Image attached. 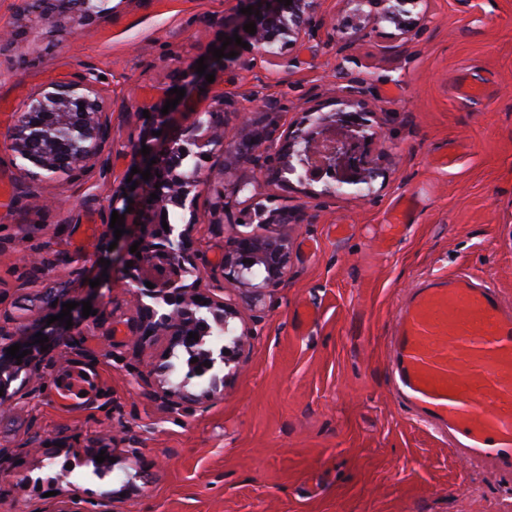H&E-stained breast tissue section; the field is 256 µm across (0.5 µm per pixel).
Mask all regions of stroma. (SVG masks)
<instances>
[{
  "instance_id": "35a3bbf8",
  "label": "stroma",
  "mask_w": 512,
  "mask_h": 512,
  "mask_svg": "<svg viewBox=\"0 0 512 512\" xmlns=\"http://www.w3.org/2000/svg\"><path fill=\"white\" fill-rule=\"evenodd\" d=\"M106 18L78 31L67 21L31 26L26 0H0V141L14 115L48 80L95 78L108 99L101 155L79 171L19 179L15 153L0 149V329L25 341L53 315L40 293L93 300L68 345L35 354L0 406V512H93L109 494L113 512H512V475L470 460L412 421L394 397L390 336L400 303L434 273L468 271L492 281L512 308V0H430L417 34L381 23L352 41L337 30L350 0H318L310 39L280 43L288 66L257 60L196 77L168 128L233 98L224 120L247 139L268 105L279 128L302 113L335 112L344 87L362 85L380 138L381 174L365 196L326 194L324 182L282 174L223 223L213 221L210 171L201 161L197 222L188 226L200 287L236 294L221 260L256 207L317 206L311 224H291L285 282L261 303L241 305L231 334L249 329L237 360L216 363L184 388L180 409L165 393L183 348L157 333L134 344L137 285L120 257L103 265L113 238L112 191L135 165L140 108L198 59L213 63L225 18L239 0H109ZM355 62L344 65V57ZM485 86L458 98L460 83ZM453 154L452 167L437 160ZM414 198L411 222L386 243L392 209ZM310 306L315 321L298 312ZM94 376L74 404L59 384L75 366ZM91 448L113 459L93 465Z\"/></svg>"
}]
</instances>
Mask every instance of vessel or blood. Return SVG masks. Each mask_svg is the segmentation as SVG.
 I'll return each mask as SVG.
<instances>
[{"label": "vessel or blood", "instance_id": "obj_1", "mask_svg": "<svg viewBox=\"0 0 512 512\" xmlns=\"http://www.w3.org/2000/svg\"><path fill=\"white\" fill-rule=\"evenodd\" d=\"M391 349L396 397L466 456L512 472V383L499 374L512 353V312L495 286L461 272L416 288Z\"/></svg>", "mask_w": 512, "mask_h": 512}]
</instances>
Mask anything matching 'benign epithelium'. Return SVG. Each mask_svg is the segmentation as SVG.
Wrapping results in <instances>:
<instances>
[{"label": "benign epithelium", "instance_id": "1", "mask_svg": "<svg viewBox=\"0 0 512 512\" xmlns=\"http://www.w3.org/2000/svg\"><path fill=\"white\" fill-rule=\"evenodd\" d=\"M104 0H79L75 6L64 4L34 12L30 22L34 26L49 23L59 14L70 17L71 27L84 21L99 18L105 11ZM260 17L248 15L224 23V36L238 35L250 43L253 49L273 66H288L276 50V45L288 38L303 41L311 35L315 26V0H292L290 5L277 0H248ZM355 4L353 17L340 30L342 38L349 40L381 22H388L400 32L401 38L415 34L416 23L407 19L408 4L428 6V0H352ZM249 22L256 24V33L251 35L243 29ZM365 91L360 85L346 88L340 98V108L331 115L316 116L307 112L295 126L280 132L272 124L254 127L251 139L239 140L229 130L221 117L231 106L230 99L218 96L213 105L204 111L193 113L192 119L173 131L164 144L155 146L148 139V130L165 123L161 107L155 106L144 119V131L139 145L150 148V153L140 155L142 169H150L152 178L145 182V198L155 193L158 198L141 207L140 231L134 240L140 242L136 254H123V262H132L137 272L144 267L153 268L157 276L141 277L154 284L148 289L150 295L165 301L171 310L158 313L148 309L133 329L137 344L146 342L158 330L164 329L170 336V344L193 348L195 340L189 337L194 328V310L208 308L224 320L238 316V303L217 299L195 285L184 284L186 273L196 269V258L188 244L189 227L177 229L168 224L162 226V211L165 205L173 204L190 214H195L197 197L192 191L199 182L198 169L182 168L183 161L193 154L192 147L200 149V155L220 152L236 161L251 157L254 147L266 145V161L259 165L253 181L240 182L229 178L228 167H223L214 176L217 180L213 215L221 217L238 208L239 196L255 191L270 182L273 174L296 171L301 167L300 179L319 181L331 175L326 185L329 195L362 193V185H369L380 175L379 167L371 159L369 147L379 137L378 127L371 122L372 111L364 100ZM110 107L96 88L95 81L88 76L72 80H50L37 93L29 97L17 113L9 128V148L27 164L20 167L24 176H36V170L59 173L80 169L99 157L103 150L104 132L108 127ZM316 123L330 132L322 140L307 136L304 128ZM152 166H147L151 160ZM138 190L130 187L112 193V210L123 212L128 199L136 197ZM255 217L265 227L288 224H310L317 214L309 207H282L268 211L257 208ZM291 242L288 236L270 233L256 235L240 233L230 240L224 253V280L243 290L242 300L255 304L261 300L266 288L280 285L288 272ZM252 263H246V260ZM263 269L260 282H253L254 267ZM201 301H195V297Z\"/></svg>", "mask_w": 512, "mask_h": 512}]
</instances>
